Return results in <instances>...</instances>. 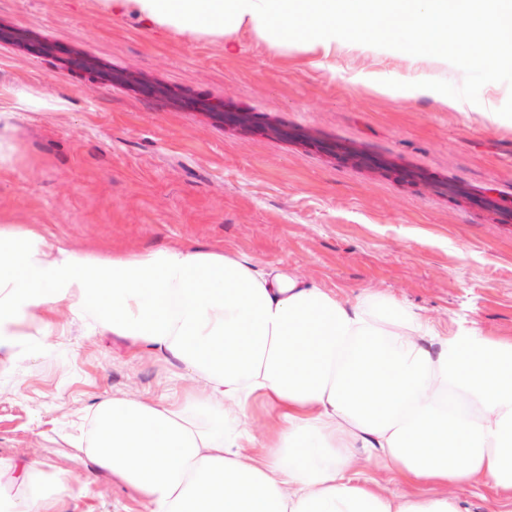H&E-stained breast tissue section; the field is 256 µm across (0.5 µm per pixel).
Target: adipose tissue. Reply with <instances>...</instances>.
Returning a JSON list of instances; mask_svg holds the SVG:
<instances>
[{
    "label": "adipose tissue",
    "instance_id": "obj_1",
    "mask_svg": "<svg viewBox=\"0 0 512 512\" xmlns=\"http://www.w3.org/2000/svg\"><path fill=\"white\" fill-rule=\"evenodd\" d=\"M190 36L301 42L327 67L343 40L414 66L471 45L472 68L512 62V0H112ZM109 331L169 361L155 398L93 410L85 453L143 512H464L456 488L512 512V338L441 331L372 292L345 301L282 266L220 249L109 255L0 224V361L47 336L51 316ZM266 428L255 436L254 406ZM403 483L378 489L358 462ZM430 486L427 495L419 486ZM67 478L0 459V512H61Z\"/></svg>",
    "mask_w": 512,
    "mask_h": 512
}]
</instances>
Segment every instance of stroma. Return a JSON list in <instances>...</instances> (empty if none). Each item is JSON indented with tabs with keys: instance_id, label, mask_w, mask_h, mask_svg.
<instances>
[{
	"instance_id": "stroma-1",
	"label": "stroma",
	"mask_w": 512,
	"mask_h": 512,
	"mask_svg": "<svg viewBox=\"0 0 512 512\" xmlns=\"http://www.w3.org/2000/svg\"><path fill=\"white\" fill-rule=\"evenodd\" d=\"M0 26L295 132H243L0 39V113L12 115L0 131L1 216L78 249L221 248L286 264L344 300L378 292L442 327L512 338V223L473 203L488 191L512 201V63L487 73L464 64L463 47L429 54L418 72L434 91L421 94L398 57L372 46L337 45L330 72L299 47L244 35L229 50L220 37L113 13L109 0H0ZM359 73L399 85L386 93ZM440 89L463 109L442 106ZM22 94L39 108L21 107ZM325 143L369 162L347 163ZM378 159L429 186L392 178ZM451 185L463 196H448ZM57 322L31 358L0 365V458L66 476L65 512H142L82 448L101 399L158 395L169 366L69 314Z\"/></svg>"
}]
</instances>
